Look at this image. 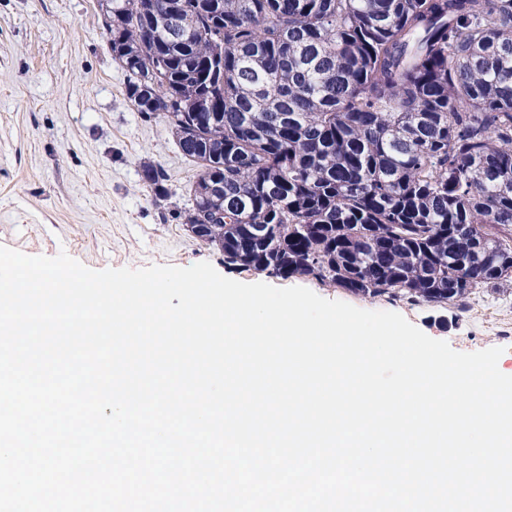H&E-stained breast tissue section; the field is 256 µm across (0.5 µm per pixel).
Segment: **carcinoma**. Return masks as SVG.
I'll use <instances>...</instances> for the list:
<instances>
[{
  "mask_svg": "<svg viewBox=\"0 0 512 512\" xmlns=\"http://www.w3.org/2000/svg\"><path fill=\"white\" fill-rule=\"evenodd\" d=\"M98 6L224 264L428 307L512 282V0Z\"/></svg>",
  "mask_w": 512,
  "mask_h": 512,
  "instance_id": "carcinoma-1",
  "label": "carcinoma"
}]
</instances>
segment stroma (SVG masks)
<instances>
[{
	"label": "stroma",
	"instance_id": "35a3bbf8",
	"mask_svg": "<svg viewBox=\"0 0 512 512\" xmlns=\"http://www.w3.org/2000/svg\"><path fill=\"white\" fill-rule=\"evenodd\" d=\"M98 0H0V246L67 253L93 270L206 261L244 283L302 286L365 310L392 311L459 352L503 346L512 375V283L473 295L467 309L354 295L304 277L270 278L225 265L184 224L196 167L163 117L143 119L125 94ZM161 166L171 195L156 199L144 165Z\"/></svg>",
	"mask_w": 512,
	"mask_h": 512
}]
</instances>
